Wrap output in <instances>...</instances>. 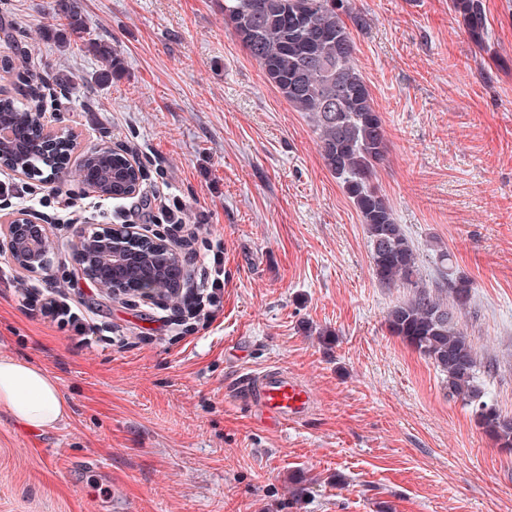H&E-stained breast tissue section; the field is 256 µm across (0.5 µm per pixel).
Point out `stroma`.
Returning a JSON list of instances; mask_svg holds the SVG:
<instances>
[{"mask_svg":"<svg viewBox=\"0 0 512 512\" xmlns=\"http://www.w3.org/2000/svg\"><path fill=\"white\" fill-rule=\"evenodd\" d=\"M58 0H0L47 82L48 130L77 143L58 189L0 167L15 187L0 215L60 218L47 269L0 255L21 289L0 285V352L58 381L70 414L31 444L0 408V512H512V453L493 447L434 365L385 326L406 291L370 268L360 217L295 111L224 27V0H79L80 44L59 48ZM476 47L448 0H344L357 64L388 140L377 173L424 277L437 249L475 283L460 320L481 355L487 402L512 414V0H483ZM117 48L104 85L87 43ZM131 151L136 197L90 192L89 148ZM207 230L178 253L205 289L208 321L123 298L82 272L72 228L165 230L163 207ZM71 305L78 336L31 315L23 294ZM279 365L315 403L299 425L260 426L240 378ZM307 486L302 502L293 491ZM224 261L221 259L219 254H213V269L214 275L211 279L210 284L207 288H210L211 291L208 292L205 296V304H203V308L201 311H204V308L208 306L209 308L218 307L220 304V292L221 289L224 288Z\"/></svg>","mask_w":512,"mask_h":512,"instance_id":"35a3bbf8","label":"stroma"}]
</instances>
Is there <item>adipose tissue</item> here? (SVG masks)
Returning <instances> with one entry per match:
<instances>
[{
  "mask_svg": "<svg viewBox=\"0 0 512 512\" xmlns=\"http://www.w3.org/2000/svg\"><path fill=\"white\" fill-rule=\"evenodd\" d=\"M0 407L20 423L42 430L55 428L69 412L66 397L46 370L1 354Z\"/></svg>",
  "mask_w": 512,
  "mask_h": 512,
  "instance_id": "1",
  "label": "adipose tissue"
}]
</instances>
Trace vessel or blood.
Masks as SVG:
<instances>
[{"mask_svg":"<svg viewBox=\"0 0 512 512\" xmlns=\"http://www.w3.org/2000/svg\"><path fill=\"white\" fill-rule=\"evenodd\" d=\"M237 390L240 400L271 427L288 429L300 424L314 404L310 388L281 367L245 375Z\"/></svg>","mask_w":512,"mask_h":512,"instance_id":"b4317fda","label":"vessel or blood"}]
</instances>
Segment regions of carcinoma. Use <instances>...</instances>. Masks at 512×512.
Returning a JSON list of instances; mask_svg holds the SVG:
<instances>
[{
	"label": "carcinoma",
	"instance_id": "cac0c4a2",
	"mask_svg": "<svg viewBox=\"0 0 512 512\" xmlns=\"http://www.w3.org/2000/svg\"><path fill=\"white\" fill-rule=\"evenodd\" d=\"M470 41L482 46L488 36L483 0H449ZM337 0H224V25L256 61L265 79L297 112L308 114L324 166L336 178L356 207L370 246V267L387 287L407 289L406 298L387 313L392 336L431 362L446 382L448 395L471 412L475 425L498 448L512 451V415L483 400L479 374L492 375L494 362L479 358L477 348L459 324V313L471 300L474 281L457 272L448 251L438 250L434 283L424 282L419 253L397 224L393 210L374 183L386 160V131L370 87L356 63V45ZM61 27L50 32L59 46L80 36L86 18L77 0L60 5ZM91 48L105 62L97 80L107 83L123 69V59L107 43ZM22 69L28 86L43 88V74L27 60L0 58V69ZM39 112L41 108L5 96L0 114ZM31 151L17 141H0V164L22 170ZM98 167L112 183L116 172H128L120 152H87L79 171ZM155 259L144 252L128 278L141 285L121 295L134 299L145 289L174 306L183 303L180 289L170 286L153 269Z\"/></svg>",
	"mask_w": 512,
	"mask_h": 512
}]
</instances>
